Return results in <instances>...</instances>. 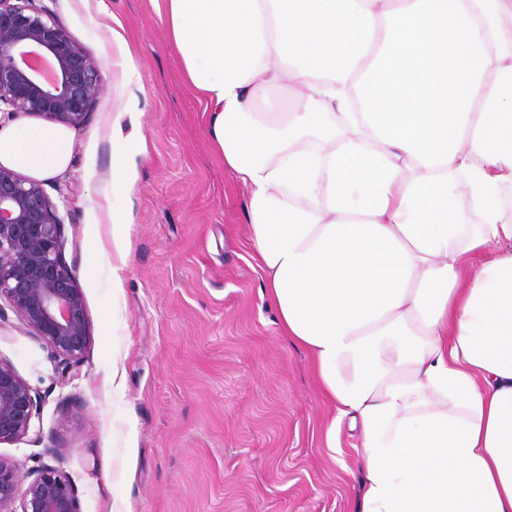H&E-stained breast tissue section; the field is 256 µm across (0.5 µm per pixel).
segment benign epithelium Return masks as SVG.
Wrapping results in <instances>:
<instances>
[{
    "mask_svg": "<svg viewBox=\"0 0 512 512\" xmlns=\"http://www.w3.org/2000/svg\"><path fill=\"white\" fill-rule=\"evenodd\" d=\"M103 92L98 63L40 0H0V112L82 125ZM64 219L42 184L0 166V300L50 354L78 375L89 345L84 300L66 265ZM41 396L0 358V442L26 437ZM81 512L73 481L42 463L23 472L0 457V512Z\"/></svg>",
    "mask_w": 512,
    "mask_h": 512,
    "instance_id": "1",
    "label": "benign epithelium"
}]
</instances>
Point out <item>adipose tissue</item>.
<instances>
[{
	"label": "adipose tissue",
	"instance_id": "ef3b65f1",
	"mask_svg": "<svg viewBox=\"0 0 512 512\" xmlns=\"http://www.w3.org/2000/svg\"><path fill=\"white\" fill-rule=\"evenodd\" d=\"M155 2L278 328L357 434L356 512H512V0ZM112 129L118 199L142 141ZM72 151L0 123L5 168Z\"/></svg>",
	"mask_w": 512,
	"mask_h": 512
}]
</instances>
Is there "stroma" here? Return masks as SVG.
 Wrapping results in <instances>:
<instances>
[{
	"instance_id": "35a3bbf8",
	"label": "stroma",
	"mask_w": 512,
	"mask_h": 512,
	"mask_svg": "<svg viewBox=\"0 0 512 512\" xmlns=\"http://www.w3.org/2000/svg\"><path fill=\"white\" fill-rule=\"evenodd\" d=\"M43 3L103 78L70 131V167L44 182L67 195L65 260L90 328L78 376L63 380L15 313L0 319V357L40 392V434L63 442L52 465L81 512H354L357 439L328 438L311 356L278 331L245 192L210 146L163 17L152 0ZM119 112L137 113L145 152L122 203L132 227L116 294L99 253Z\"/></svg>"
}]
</instances>
